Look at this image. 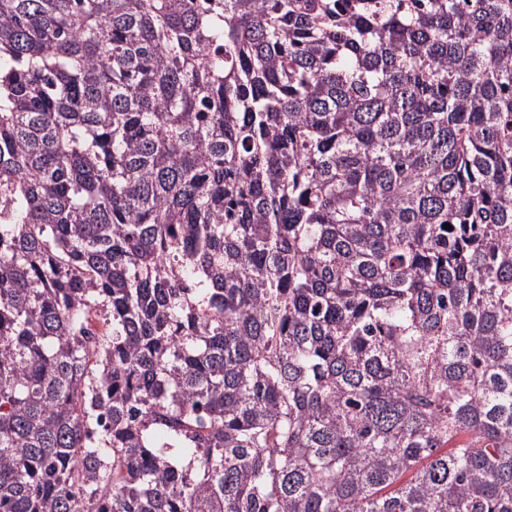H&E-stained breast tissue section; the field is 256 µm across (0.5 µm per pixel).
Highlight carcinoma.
I'll list each match as a JSON object with an SVG mask.
<instances>
[{
  "label": "carcinoma",
  "instance_id": "cac0c4a2",
  "mask_svg": "<svg viewBox=\"0 0 512 512\" xmlns=\"http://www.w3.org/2000/svg\"><path fill=\"white\" fill-rule=\"evenodd\" d=\"M0 512H512V0H0Z\"/></svg>",
  "mask_w": 512,
  "mask_h": 512
}]
</instances>
